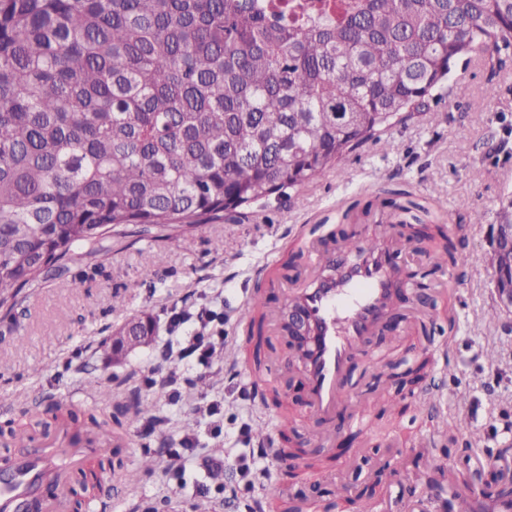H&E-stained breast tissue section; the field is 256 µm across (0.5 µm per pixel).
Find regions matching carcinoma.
Masks as SVG:
<instances>
[{
    "label": "carcinoma",
    "mask_w": 512,
    "mask_h": 512,
    "mask_svg": "<svg viewBox=\"0 0 512 512\" xmlns=\"http://www.w3.org/2000/svg\"><path fill=\"white\" fill-rule=\"evenodd\" d=\"M473 57L512 66V0H347L295 25L256 0H0V317L131 224L188 247L201 217L312 183ZM384 204L408 240L464 263L411 192ZM143 421H159L148 402L103 388L0 436L73 423L119 441ZM107 470L110 457L77 480L74 512ZM482 476L467 465L456 481Z\"/></svg>",
    "instance_id": "obj_1"
}]
</instances>
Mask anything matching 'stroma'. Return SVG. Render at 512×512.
Listing matches in <instances>:
<instances>
[{
    "label": "stroma",
    "mask_w": 512,
    "mask_h": 512,
    "mask_svg": "<svg viewBox=\"0 0 512 512\" xmlns=\"http://www.w3.org/2000/svg\"><path fill=\"white\" fill-rule=\"evenodd\" d=\"M402 188L427 200L441 223L459 229L464 267L449 289L456 319L453 332L435 321L430 338L410 332L404 339L384 332L373 341L374 355L355 362L347 379L359 395L376 392L369 435H346L322 466L289 479L288 491L325 512L338 503V484L351 493L371 488L380 512H448L435 498L438 473L462 463L512 475V316L488 323L495 308L493 272L478 262L490 245L502 203L512 198V69L491 73L482 61H461L438 99L426 111L395 123L384 141L367 142L346 154L336 170L304 187L284 188L269 199L205 222L182 240L136 233L84 265L49 271L30 290L11 320H0V429L18 420L35 399L67 395L80 408L103 387L139 391L152 400L162 422L154 434L125 428L119 445L125 470L142 458L176 447L184 430L199 445L180 470L159 462L140 472L135 485L117 484L114 512H249L265 496L269 480L242 478L240 457L255 446L253 430L277 411L254 394L240 396L246 381L236 366L211 363L206 371L162 360L171 315L195 320L203 308L224 315L226 352L243 342L238 307L254 289V270L282 262L298 231L318 224H343L350 232L376 222L384 192ZM484 214L471 223V209ZM152 316L157 332L149 346L118 365L99 342L127 320ZM495 358H488V351ZM430 360L427 381L441 393L436 413H400L402 396L389 380L395 362ZM196 379L205 388L183 390L170 399L148 386L169 372ZM216 403L224 424L210 432L199 404ZM458 432H450L453 423Z\"/></svg>",
    "instance_id": "obj_1"
}]
</instances>
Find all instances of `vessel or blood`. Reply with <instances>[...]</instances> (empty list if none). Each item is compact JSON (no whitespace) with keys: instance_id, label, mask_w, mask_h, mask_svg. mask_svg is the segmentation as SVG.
I'll return each instance as SVG.
<instances>
[{"instance_id":"1","label":"vessel or blood","mask_w":512,"mask_h":512,"mask_svg":"<svg viewBox=\"0 0 512 512\" xmlns=\"http://www.w3.org/2000/svg\"><path fill=\"white\" fill-rule=\"evenodd\" d=\"M362 253L350 260L342 247H326L321 242L304 240L310 265L318 276L304 284H289L283 291L286 308L300 312L311 329V344L301 369L308 391L306 407L318 420L331 418L336 412L349 410L350 423L361 429L368 405H354L346 387V376L357 357L370 356L368 339L379 329L389 310L396 306L391 288L394 257L402 244L397 238L391 216L380 215L373 230L361 233L358 242ZM290 360H282L275 371L248 375L250 386L257 390L277 384L279 374L294 371ZM271 421H260L254 434L259 447L270 455L280 472L296 469L298 462L277 448ZM110 450L106 436H93L84 447L38 448L24 457L5 461L12 481L0 483V512H15L18 498L44 486L52 493L44 501L45 512H62L70 495L67 473L71 468L87 467L96 457ZM112 479L98 481L95 497L86 512H107L112 504ZM463 512H500L502 505L491 491L467 497Z\"/></svg>"}]
</instances>
